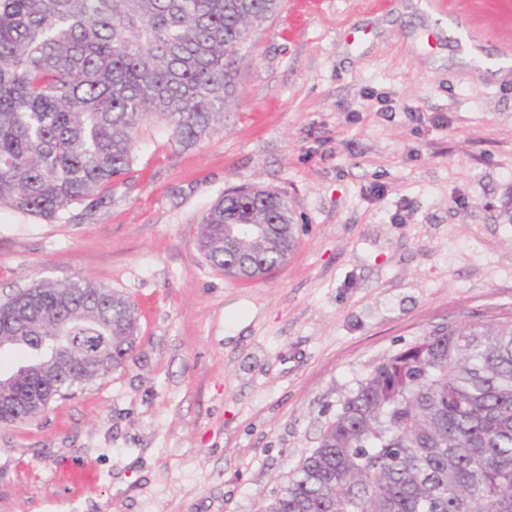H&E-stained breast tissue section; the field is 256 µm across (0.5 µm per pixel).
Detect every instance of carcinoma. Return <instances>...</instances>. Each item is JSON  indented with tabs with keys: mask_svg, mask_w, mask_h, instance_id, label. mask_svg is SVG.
I'll return each mask as SVG.
<instances>
[{
	"mask_svg": "<svg viewBox=\"0 0 512 512\" xmlns=\"http://www.w3.org/2000/svg\"><path fill=\"white\" fill-rule=\"evenodd\" d=\"M279 0H0V209L59 223L67 209L130 174L138 131L164 121L198 144L238 97L234 62ZM226 224H264L282 263L295 244L276 189L240 187L203 215L199 246L226 274L256 256ZM138 331L134 305L86 279L39 281L0 303V423L120 367ZM75 349L50 382L55 336ZM101 346L81 358L89 340ZM260 512H512V316L449 324L377 364L341 404L318 447Z\"/></svg>",
	"mask_w": 512,
	"mask_h": 512,
	"instance_id": "1",
	"label": "carcinoma"
}]
</instances>
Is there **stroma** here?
Returning <instances> with one entry per match:
<instances>
[{
    "label": "stroma",
    "mask_w": 512,
    "mask_h": 512,
    "mask_svg": "<svg viewBox=\"0 0 512 512\" xmlns=\"http://www.w3.org/2000/svg\"><path fill=\"white\" fill-rule=\"evenodd\" d=\"M318 2L250 29L223 130L181 150L148 119L110 197L58 224L0 209V301L82 277L139 312L120 368L0 424V512H260L374 366L512 313V0ZM241 186L282 191L295 224L251 281L198 243ZM66 481L74 488L75 493L88 489L93 482L90 466L84 462H71L64 470Z\"/></svg>",
    "instance_id": "35a3bbf8"
}]
</instances>
